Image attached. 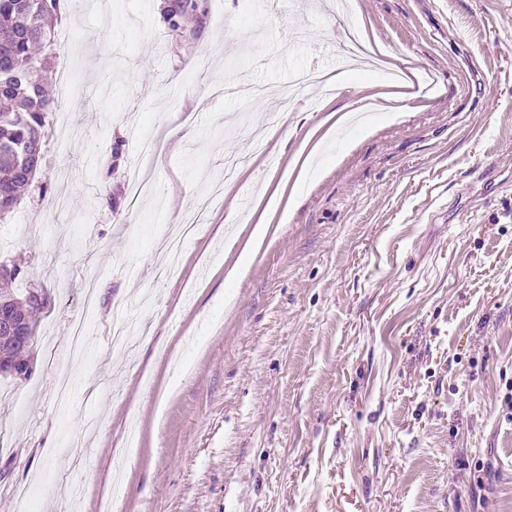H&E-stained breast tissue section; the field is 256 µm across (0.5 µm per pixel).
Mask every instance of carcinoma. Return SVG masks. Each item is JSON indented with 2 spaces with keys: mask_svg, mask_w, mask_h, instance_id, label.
<instances>
[{
  "mask_svg": "<svg viewBox=\"0 0 512 512\" xmlns=\"http://www.w3.org/2000/svg\"><path fill=\"white\" fill-rule=\"evenodd\" d=\"M0 0V214L14 209L29 183L22 171L43 154V128L54 99L44 87L46 64L34 65V47L54 37L48 19L57 0ZM200 0H170L164 19L175 30L198 13Z\"/></svg>",
  "mask_w": 512,
  "mask_h": 512,
  "instance_id": "cac0c4a2",
  "label": "carcinoma"
}]
</instances>
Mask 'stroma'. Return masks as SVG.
Listing matches in <instances>:
<instances>
[{"label":"stroma","instance_id":"stroma-1","mask_svg":"<svg viewBox=\"0 0 512 512\" xmlns=\"http://www.w3.org/2000/svg\"><path fill=\"white\" fill-rule=\"evenodd\" d=\"M166 2L60 0L39 54L55 103L0 265L50 303L31 376H0V512L23 486L102 512L118 472L126 512H512V0H203L179 31ZM353 25L376 52L344 93L298 83Z\"/></svg>","mask_w":512,"mask_h":512}]
</instances>
